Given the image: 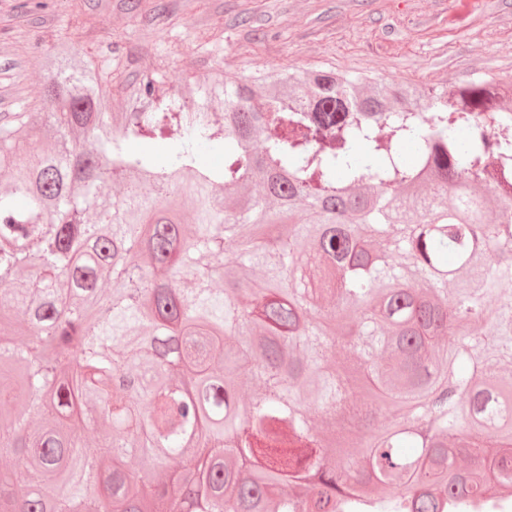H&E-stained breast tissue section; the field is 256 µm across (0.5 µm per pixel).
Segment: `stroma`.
<instances>
[{
    "label": "stroma",
    "instance_id": "35a3bbf8",
    "mask_svg": "<svg viewBox=\"0 0 512 512\" xmlns=\"http://www.w3.org/2000/svg\"><path fill=\"white\" fill-rule=\"evenodd\" d=\"M0 0V113L42 105L59 43L112 76V109L143 75L161 92L202 74L335 70L441 88L512 82V0Z\"/></svg>",
    "mask_w": 512,
    "mask_h": 512
}]
</instances>
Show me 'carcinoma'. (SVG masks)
I'll return each instance as SVG.
<instances>
[{
	"instance_id": "cac0c4a2",
	"label": "carcinoma",
	"mask_w": 512,
	"mask_h": 512,
	"mask_svg": "<svg viewBox=\"0 0 512 512\" xmlns=\"http://www.w3.org/2000/svg\"><path fill=\"white\" fill-rule=\"evenodd\" d=\"M45 66L44 111L0 114V314L26 322L0 343V402L25 392L0 489L30 512L512 498V88L272 69L218 116L147 75L113 112L98 64Z\"/></svg>"
}]
</instances>
